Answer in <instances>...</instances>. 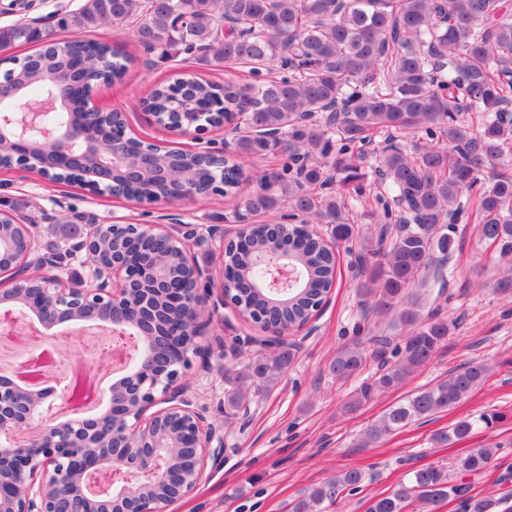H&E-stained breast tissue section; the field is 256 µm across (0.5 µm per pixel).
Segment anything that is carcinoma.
Wrapping results in <instances>:
<instances>
[{
    "label": "carcinoma",
    "mask_w": 512,
    "mask_h": 512,
    "mask_svg": "<svg viewBox=\"0 0 512 512\" xmlns=\"http://www.w3.org/2000/svg\"><path fill=\"white\" fill-rule=\"evenodd\" d=\"M134 27L137 46L163 59L194 57L203 66L244 67L253 81L222 84L193 72L178 73L149 93L146 108L167 119L183 104L208 114L212 125L249 132L236 141L224 163V196L234 198L244 163L270 152L287 154L276 172L258 177L259 190L245 201L253 215L288 209L290 222L252 224L246 242L224 252V276L268 279L254 256L272 250L275 236L292 240L300 287L286 305L268 306L275 324L298 325L312 316L308 295L336 286L338 248L359 237L348 218L346 195H366V174L387 184L390 197L373 195L384 226L364 239L357 256L360 283L369 309L395 316L399 342L380 336L374 347L356 341L343 346L329 365L338 382L361 375L372 360L377 370L363 379L343 410L353 412L404 385L448 343L455 322L436 313L422 316L430 283L444 280L457 242L447 230L461 221L479 225V237L500 257L512 259V171L498 168L512 148V0H82L56 27L76 34L58 54L43 29L15 23L0 26V49L45 45L48 64L26 68L10 58L7 69L24 85L23 97L39 106L50 89L48 75L63 73L65 111L43 116L46 126L70 125L103 145L111 124L81 123L88 96L122 81L130 56L110 40H85L92 30ZM424 131L441 143L403 139ZM383 145H373L375 137ZM151 152L161 164L172 157L173 179L186 175L202 186L210 159L183 152L171 156L150 141L128 136L124 152L135 168ZM128 193L152 204L173 203L169 184L150 178L131 183ZM396 224L389 235V224ZM327 225L328 237L314 229ZM422 289L415 299L409 290ZM408 307L401 308V305ZM395 344L396 360L383 359ZM296 356L295 345L277 347L248 365L257 391L274 386ZM489 368L470 363L416 390L390 408L363 434L361 443L383 440L406 425L446 412L482 385ZM498 411L464 417L433 435L437 444L469 439L493 428ZM499 445L487 443L459 459L467 474L487 470ZM365 482L351 468L331 477L289 504V512H326ZM452 499L461 512H501L502 499L472 495L448 468L427 464L410 470L389 493L369 500L367 512H413L416 503Z\"/></svg>",
    "instance_id": "carcinoma-1"
}]
</instances>
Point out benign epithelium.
<instances>
[{
	"label": "benign epithelium",
	"mask_w": 512,
	"mask_h": 512,
	"mask_svg": "<svg viewBox=\"0 0 512 512\" xmlns=\"http://www.w3.org/2000/svg\"><path fill=\"white\" fill-rule=\"evenodd\" d=\"M32 111L16 102L0 113V133L9 132L14 145V168L37 174L66 164L83 189L102 196L113 189L105 174L118 172L135 178L119 147L111 150L100 168L86 162L93 143L63 142L41 123L42 113L59 96ZM178 120L164 128L196 140L211 125L204 115L177 112ZM247 236V225L231 232L210 226L193 233V244L175 231L157 224H90L72 241L43 242L36 226L16 216L0 223V337L13 335L12 319L32 314L45 328L71 322L102 321L112 330L141 325L144 350L133 367L111 387L107 409L95 416L73 413L61 422H35L47 415L55 397L36 391L21 381L0 375V512H166L173 502L192 494L206 476L208 464L224 457V430L207 409L186 397V374L191 357L207 362L212 342L207 328L213 277L200 266L191 248L224 250ZM147 238H160L179 254L190 272L182 287L175 265L150 255L133 264L128 250ZM83 257L84 275L76 276L70 261ZM270 262L268 288L279 298L288 297L297 280L288 252L275 253ZM238 289L221 282L216 305L240 312ZM174 295V305L190 313L175 327L149 312L148 300ZM246 321L268 335L264 344L281 346L294 335L315 332L314 320L302 326L271 324L257 312ZM181 460L191 462L175 468Z\"/></svg>",
	"instance_id": "benign-epithelium-1"
}]
</instances>
